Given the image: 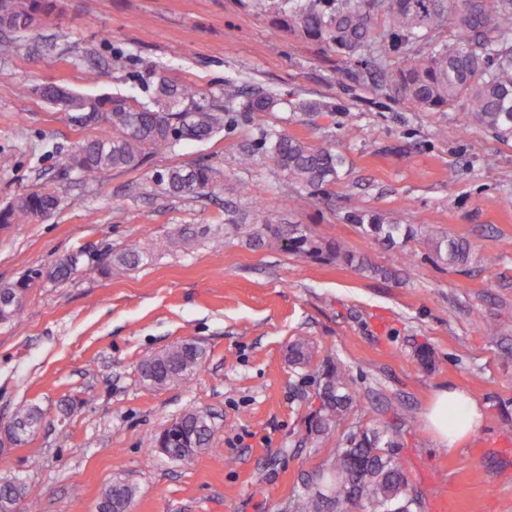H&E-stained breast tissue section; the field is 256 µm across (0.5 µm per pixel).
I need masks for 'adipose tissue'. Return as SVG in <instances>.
<instances>
[{
    "label": "adipose tissue",
    "mask_w": 512,
    "mask_h": 512,
    "mask_svg": "<svg viewBox=\"0 0 512 512\" xmlns=\"http://www.w3.org/2000/svg\"><path fill=\"white\" fill-rule=\"evenodd\" d=\"M426 420L440 442L453 448L479 430L484 412L475 398L455 387L437 393Z\"/></svg>",
    "instance_id": "1"
}]
</instances>
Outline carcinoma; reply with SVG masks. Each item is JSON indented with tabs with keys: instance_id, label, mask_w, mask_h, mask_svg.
Returning <instances> with one entry per match:
<instances>
[{
	"instance_id": "obj_1",
	"label": "carcinoma",
	"mask_w": 512,
	"mask_h": 512,
	"mask_svg": "<svg viewBox=\"0 0 512 512\" xmlns=\"http://www.w3.org/2000/svg\"><path fill=\"white\" fill-rule=\"evenodd\" d=\"M279 27L324 43L336 53L341 70L358 69L378 77L403 102L429 111L459 107L468 125H478L497 140L512 142V0H286ZM57 0H0V23L13 34L29 33L51 21ZM447 27L450 40L438 35ZM394 56V63L385 58ZM153 94L142 103L123 94L89 95L67 86L23 84L19 96L40 97L68 113L70 120L94 134L79 141L66 155L64 170L85 182H95L107 170H137L151 158L172 152L187 141H205L224 130L225 106L239 95L233 80L224 81L223 101L201 105L199 91L189 83L152 73ZM275 100L261 95L249 109L262 120ZM265 153L288 183L308 195L340 179L345 159L334 146L314 145L283 134L264 138ZM160 184L174 196H212L221 188L216 171L207 164L174 165L159 174ZM59 205L56 192L35 189L17 196L0 209V227L44 223ZM352 223L377 241L393 243L425 231L399 224L377 214L353 212ZM210 235L206 225H177L162 245L177 248ZM224 238H242L253 248H278L304 262H343L360 272L376 273L367 259L355 255L343 242L317 235L307 224H289L272 212H261L255 221L233 205L224 208ZM435 260L451 267L471 263L467 242L428 233ZM157 245L138 240L114 255L106 274L139 270L152 259ZM82 254L72 253L48 269H34L24 278L0 284V294L19 300L16 307L0 310V322L19 315L32 286L43 280L63 282L78 271ZM208 357L205 347L185 337L168 349L143 359L139 378L152 389L188 384L196 379ZM294 365L311 362V346L298 338L288 346ZM318 406L310 413L305 439L318 443L346 430L333 456L307 475L303 492L289 505V512H343L353 498L389 504L399 512H413L419 498L410 495L406 471L395 453L399 435L377 422L354 430L346 424L356 402L346 371L327 361L318 373ZM12 420L31 436L42 424L35 405L19 407ZM213 429L207 416L187 411L156 437L155 447L188 462L211 447ZM0 476V507L26 497ZM138 494L136 485L117 477L103 491L97 512H124Z\"/></svg>"
}]
</instances>
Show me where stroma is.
<instances>
[{
    "label": "stroma",
    "instance_id": "35a3bbf8",
    "mask_svg": "<svg viewBox=\"0 0 512 512\" xmlns=\"http://www.w3.org/2000/svg\"><path fill=\"white\" fill-rule=\"evenodd\" d=\"M62 2L51 28L0 38V208L43 187L60 199L46 223L0 229V283L83 254L74 276L35 285L24 311L0 323V423L23 404L46 417L4 456L27 484L20 512H96L119 476L138 487L132 512H287L336 448L304 439L318 380L288 362L299 336L315 364L330 358L346 370L357 394L350 425L398 431L417 512H512V326L496 325L512 315V143L462 126L459 109L422 112L339 71L335 53L277 28L274 14H254L248 0ZM152 70L196 85L203 104L228 79L241 96L216 137L88 184L63 174L85 129L16 95L22 83H56L146 102ZM261 93L276 105L257 122L249 103ZM271 132L339 147L343 176L304 199L259 151ZM252 149L255 162L242 164ZM197 163L217 171L223 195L176 198L156 180ZM228 199L342 239L376 271L201 239L104 274L127 242L161 239L177 224L223 235ZM357 209L466 240L473 260L436 264L423 237L402 249L369 239L346 219ZM186 336L208 351L199 376L146 387L140 360ZM422 347L431 365L418 360ZM448 387L485 410L483 427L455 448L425 422ZM188 410L209 415L211 449L183 463L154 452L158 432Z\"/></svg>",
    "mask_w": 512,
    "mask_h": 512
}]
</instances>
